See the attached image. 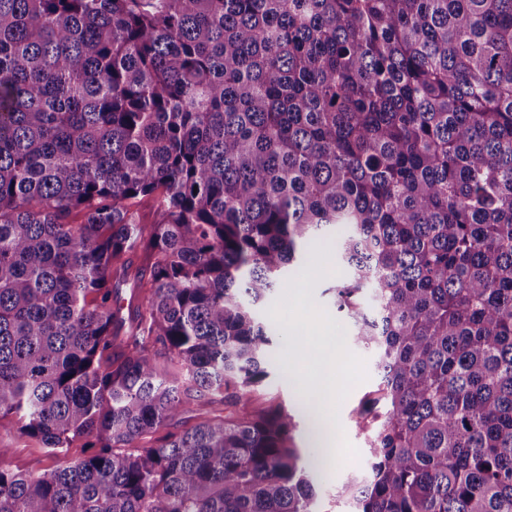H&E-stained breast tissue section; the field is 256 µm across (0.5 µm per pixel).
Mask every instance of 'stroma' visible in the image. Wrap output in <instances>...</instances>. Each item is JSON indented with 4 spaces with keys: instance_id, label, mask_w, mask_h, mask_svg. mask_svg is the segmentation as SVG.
<instances>
[{
    "instance_id": "1",
    "label": "stroma",
    "mask_w": 512,
    "mask_h": 512,
    "mask_svg": "<svg viewBox=\"0 0 512 512\" xmlns=\"http://www.w3.org/2000/svg\"><path fill=\"white\" fill-rule=\"evenodd\" d=\"M345 276V269L334 262L330 249H323L321 258L302 274L289 275L288 288L263 310L284 335L297 334L311 343L325 334L335 337L341 346L344 390L338 399L326 402L325 412L336 426L344 453L329 467L318 488V512H347V504L336 499V487L350 472L368 469V432L359 422L358 409L379 383L372 353L354 343L327 294L328 287ZM0 443L9 447L8 453L0 457L1 469L39 474L52 465L44 448L21 436L11 419L0 420Z\"/></svg>"
}]
</instances>
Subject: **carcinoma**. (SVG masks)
Listing matches in <instances>:
<instances>
[{
    "mask_svg": "<svg viewBox=\"0 0 512 512\" xmlns=\"http://www.w3.org/2000/svg\"><path fill=\"white\" fill-rule=\"evenodd\" d=\"M320 241L380 378L336 497L512 512V0H0V418L57 459L0 512H317L253 397Z\"/></svg>",
    "mask_w": 512,
    "mask_h": 512,
    "instance_id": "cac0c4a2",
    "label": "carcinoma"
}]
</instances>
